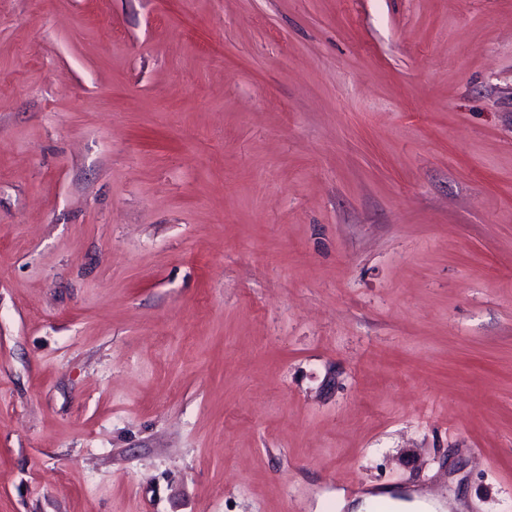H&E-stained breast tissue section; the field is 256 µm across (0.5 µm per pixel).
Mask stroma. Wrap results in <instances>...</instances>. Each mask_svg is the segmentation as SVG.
Masks as SVG:
<instances>
[{"label": "stroma", "instance_id": "obj_1", "mask_svg": "<svg viewBox=\"0 0 512 512\" xmlns=\"http://www.w3.org/2000/svg\"><path fill=\"white\" fill-rule=\"evenodd\" d=\"M512 512V0H0V512Z\"/></svg>", "mask_w": 512, "mask_h": 512}]
</instances>
